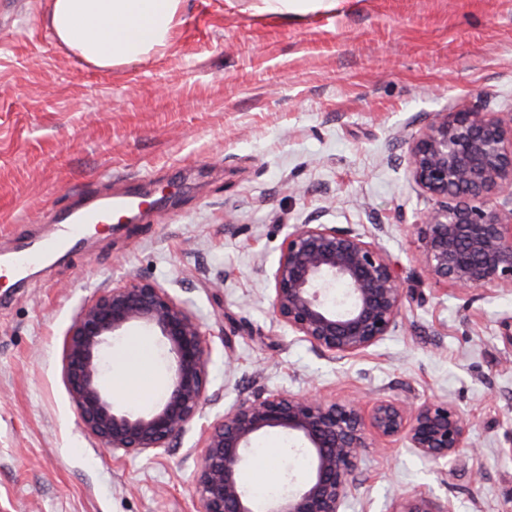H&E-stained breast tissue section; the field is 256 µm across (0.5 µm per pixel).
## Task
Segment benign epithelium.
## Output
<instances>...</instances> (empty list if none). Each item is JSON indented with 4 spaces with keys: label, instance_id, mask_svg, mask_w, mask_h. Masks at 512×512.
I'll list each match as a JSON object with an SVG mask.
<instances>
[{
    "label": "benign epithelium",
    "instance_id": "7a95c632",
    "mask_svg": "<svg viewBox=\"0 0 512 512\" xmlns=\"http://www.w3.org/2000/svg\"><path fill=\"white\" fill-rule=\"evenodd\" d=\"M412 181L433 201L413 225L431 283L460 290L512 289V111L437 112L409 143ZM342 299L328 302L335 287ZM405 292L376 241L334 224H294L273 276L271 309L294 335L332 358L360 354L388 336ZM132 326L157 336L170 362L162 401L146 412L120 408L99 381L112 338ZM209 348L193 312L163 286L136 275L95 295L63 345L62 374L84 431L121 457L155 456L210 401ZM470 421L453 403L408 405L273 391L239 401L205 427L192 484L200 512H342L368 447L367 430L402 440L421 458L451 464L468 447ZM275 430L300 445L308 465L288 493L258 502L239 479L254 441ZM391 512H453L425 495Z\"/></svg>",
    "mask_w": 512,
    "mask_h": 512
}]
</instances>
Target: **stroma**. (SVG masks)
<instances>
[{
	"instance_id": "35a3bbf8",
	"label": "stroma",
	"mask_w": 512,
	"mask_h": 512,
	"mask_svg": "<svg viewBox=\"0 0 512 512\" xmlns=\"http://www.w3.org/2000/svg\"><path fill=\"white\" fill-rule=\"evenodd\" d=\"M49 0H0V252L40 219L144 181L139 221L0 281V512H197L202 428L288 390L364 404L444 399L469 417L454 465L369 438L343 512L425 494L453 512H512V290L432 285L412 225L431 200L408 173L410 140L437 112L512 110V0H336L303 15L253 0H185L172 46L110 70L55 39ZM375 238L405 305L366 352L323 355L275 320L290 225ZM129 275L196 315L211 348L202 419L157 457L113 458L62 381L79 307ZM241 481L284 485L298 453L271 431Z\"/></svg>"
}]
</instances>
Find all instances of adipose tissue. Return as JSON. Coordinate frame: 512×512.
Segmentation results:
<instances>
[{
  "instance_id": "ef3b65f1",
  "label": "adipose tissue",
  "mask_w": 512,
  "mask_h": 512,
  "mask_svg": "<svg viewBox=\"0 0 512 512\" xmlns=\"http://www.w3.org/2000/svg\"><path fill=\"white\" fill-rule=\"evenodd\" d=\"M183 0H50L48 21L56 40L99 69L139 62L171 46L181 23ZM123 362L137 385L135 396L153 391L149 343L135 338Z\"/></svg>"
}]
</instances>
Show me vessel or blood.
Returning <instances> with one entry per match:
<instances>
[{
  "label": "vessel or blood",
  "mask_w": 512,
  "mask_h": 512,
  "mask_svg": "<svg viewBox=\"0 0 512 512\" xmlns=\"http://www.w3.org/2000/svg\"><path fill=\"white\" fill-rule=\"evenodd\" d=\"M141 203L136 192L128 191L93 200L69 212H53L44 216L42 222L49 225V233L35 239H18L12 251L0 257V274H9L14 279L23 277L59 248H77L82 241L81 231L86 226L102 224L115 214L134 211Z\"/></svg>",
  "instance_id": "obj_1"
}]
</instances>
